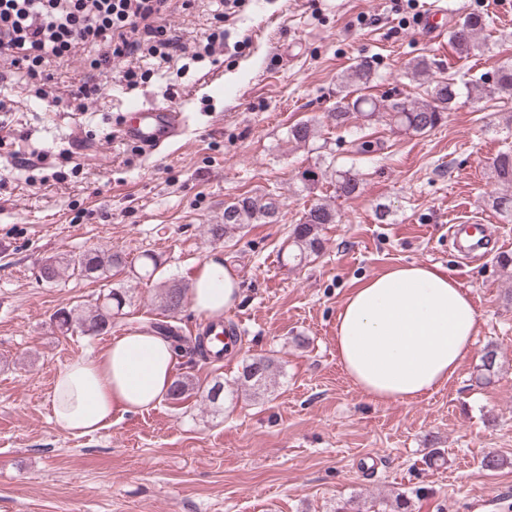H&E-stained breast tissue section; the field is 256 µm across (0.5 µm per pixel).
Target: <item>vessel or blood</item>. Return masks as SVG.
<instances>
[{
    "mask_svg": "<svg viewBox=\"0 0 512 512\" xmlns=\"http://www.w3.org/2000/svg\"><path fill=\"white\" fill-rule=\"evenodd\" d=\"M446 14L445 7L432 5L423 14L419 25L429 41H439L445 34L441 24ZM188 126L187 113L166 106L142 108L130 107L124 114L121 124L123 136L130 142L152 153L168 146L181 137Z\"/></svg>",
    "mask_w": 512,
    "mask_h": 512,
    "instance_id": "1",
    "label": "vessel or blood"
}]
</instances>
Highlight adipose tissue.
Returning a JSON list of instances; mask_svg holds the SVG:
<instances>
[{
    "label": "adipose tissue",
    "mask_w": 512,
    "mask_h": 512,
    "mask_svg": "<svg viewBox=\"0 0 512 512\" xmlns=\"http://www.w3.org/2000/svg\"><path fill=\"white\" fill-rule=\"evenodd\" d=\"M236 273L213 256L195 270L188 299L194 312L222 318L239 301ZM467 290L438 264H407L364 281L336 318V360L368 399L409 403L448 384L478 333ZM172 343L133 329L98 354L58 369L52 418L81 437L108 428L117 414L154 407L175 379Z\"/></svg>",
    "instance_id": "1"
}]
</instances>
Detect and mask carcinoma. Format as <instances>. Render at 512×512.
Segmentation results:
<instances>
[{
	"instance_id": "cac0c4a2",
	"label": "carcinoma",
	"mask_w": 512,
	"mask_h": 512,
	"mask_svg": "<svg viewBox=\"0 0 512 512\" xmlns=\"http://www.w3.org/2000/svg\"><path fill=\"white\" fill-rule=\"evenodd\" d=\"M488 26L486 18L479 13H469L458 22L449 32V43L461 59L469 56L486 46L480 41V36ZM435 62L422 57L410 67L412 77L425 76L430 83L431 101L419 102L403 97L382 104L365 96L359 95L354 99L342 97L336 103V111L327 114L333 127L349 126L353 119L362 117L367 121L385 114L390 125L417 134L429 133L442 126L448 118L451 105L461 94V87L455 78L444 77L441 71L433 69ZM371 69L366 64L350 67L346 81L358 86H365L371 80ZM481 92L512 93V64L504 65L495 73L492 84L479 85ZM289 138L300 144H309L318 136L316 124L305 121L292 126L288 132ZM497 182L503 187V192L492 197L491 207L501 214L512 213V150L498 153L490 164ZM359 179L352 169L339 172L336 180V192L343 196H351L359 189ZM280 214L279 194L268 192L261 198L241 196L224 205L221 222L207 225L206 233L210 241L224 239L228 230L241 228L246 224H267L278 219ZM337 222L336 209L328 204L315 203L304 212L299 222L292 225L288 240L292 247L289 257L302 263L309 257L319 254L323 249L321 237L322 227ZM139 266H130L121 252L94 249L77 257H50L40 270L42 280L52 283L64 277H81L99 281L106 278V273L114 268L130 267L137 279L151 278L161 265L159 258L145 252L138 258ZM186 289L178 284L167 285L160 293V303L163 311L176 313L185 302ZM127 304V291L121 288H110L105 293V300L90 309L77 308L58 310L54 315L57 327L64 333L77 328L88 334H103L112 330L115 315L122 311ZM145 328L157 332L169 339L180 357L198 356L203 360L211 359V326H206L204 332L192 337L185 336L177 327L168 322H149ZM272 362L266 358H255L243 367L240 384L258 394L268 390ZM498 369V351L487 347L481 355V370L486 376L493 375ZM194 389L192 379L187 376L179 377L173 382L169 398L180 400Z\"/></svg>"
}]
</instances>
